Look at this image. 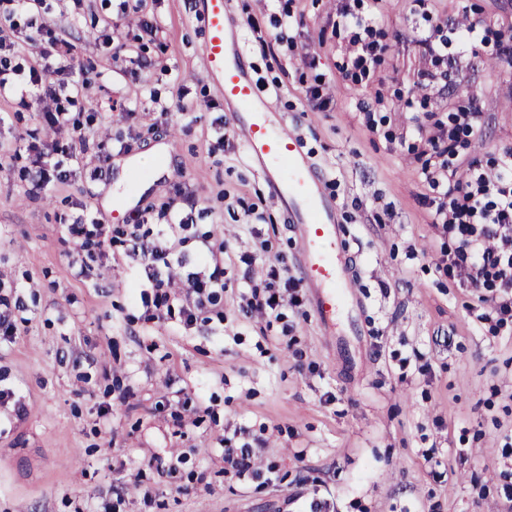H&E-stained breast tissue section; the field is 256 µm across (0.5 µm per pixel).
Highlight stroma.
Listing matches in <instances>:
<instances>
[{"instance_id":"35a3bbf8","label":"stroma","mask_w":512,"mask_h":512,"mask_svg":"<svg viewBox=\"0 0 512 512\" xmlns=\"http://www.w3.org/2000/svg\"><path fill=\"white\" fill-rule=\"evenodd\" d=\"M346 7L383 47L359 82L341 69L355 36L335 25ZM227 11L249 75L337 208L360 324L343 310L321 325L309 287L281 320L242 317L244 257L284 260L298 279L300 241L205 69L189 0H39L29 11L6 0L0 25L16 23L19 62L45 25L89 82L65 91L86 148L63 157L68 179L36 196L27 145L71 135L45 125L52 103L24 96V77L0 92V303L17 326L0 340V388L12 392L0 402V512H512V327L490 333L492 299L442 270L438 192L412 149L417 122L462 107L483 126L459 147L460 171L512 148V59L500 52L512 46V0H227ZM284 11L300 22L286 34L270 23ZM145 16L157 31L139 42ZM477 21L486 41L460 45ZM434 32L462 59L443 89L417 83L431 66L418 40ZM123 46L155 66L114 61ZM169 202L194 218L172 238L178 251L195 254L206 233L237 259L190 327L145 318L122 249L85 276L69 268L76 217L112 230L146 209L154 225ZM239 428L276 480L227 476L223 440ZM155 456L181 458L180 480L151 466Z\"/></svg>"}]
</instances>
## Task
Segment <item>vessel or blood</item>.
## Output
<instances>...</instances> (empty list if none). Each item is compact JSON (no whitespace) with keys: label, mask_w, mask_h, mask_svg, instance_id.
I'll return each instance as SVG.
<instances>
[{"label":"vessel or blood","mask_w":512,"mask_h":512,"mask_svg":"<svg viewBox=\"0 0 512 512\" xmlns=\"http://www.w3.org/2000/svg\"><path fill=\"white\" fill-rule=\"evenodd\" d=\"M205 36V66L220 83L224 102L235 112V125L270 190L288 204V215L301 234L304 278L314 288L315 312L322 323L336 313L330 286L348 287L351 257L343 247L336 207L322 194L312 163L299 150L282 120L268 112L256 83L243 68L238 43L229 33L225 0H198Z\"/></svg>","instance_id":"vessel-or-blood-1"}]
</instances>
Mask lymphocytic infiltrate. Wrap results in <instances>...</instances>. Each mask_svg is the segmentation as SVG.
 I'll return each instance as SVG.
<instances>
[{
    "mask_svg": "<svg viewBox=\"0 0 512 512\" xmlns=\"http://www.w3.org/2000/svg\"><path fill=\"white\" fill-rule=\"evenodd\" d=\"M69 53L67 43L53 36L40 46L29 65L30 93L40 94L50 73L66 77L75 86L86 82L85 73L73 66ZM481 126L482 115L473 109L458 110L450 113L447 121L435 123L421 137L426 157L422 174L443 196L433 209V224L442 226L456 241L448 252L446 270L466 287L493 292L496 323L503 326L512 322V150L500 153L488 167L470 166L464 178L458 177L454 167L461 135L475 133ZM165 212L166 224L153 235L134 224L114 239L100 220L89 214L77 217L68 232L83 251L119 243L139 270L137 286L142 303L153 305L159 312L178 311L191 326L196 324L199 311L223 294L226 269L209 236H202L197 257L174 251L168 240L170 232L187 229L193 219L173 204L167 205ZM178 268L187 269L188 275L184 302L177 307L170 289ZM296 289L293 281L283 291L268 280L251 281L248 292L241 296L240 312L247 319L280 320L283 307L297 305Z\"/></svg>",
    "mask_w": 512,
    "mask_h": 512,
    "instance_id": "f902f5d3",
    "label": "lymphocytic infiltrate"
}]
</instances>
